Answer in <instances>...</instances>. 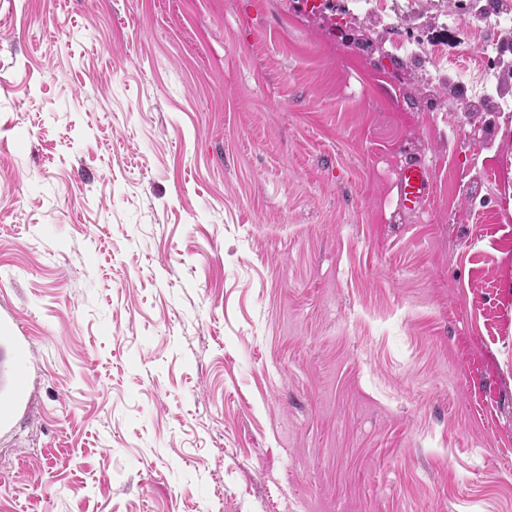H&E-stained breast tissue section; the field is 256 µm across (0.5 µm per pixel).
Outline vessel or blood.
I'll return each mask as SVG.
<instances>
[{"label":"vessel or blood","mask_w":512,"mask_h":512,"mask_svg":"<svg viewBox=\"0 0 512 512\" xmlns=\"http://www.w3.org/2000/svg\"><path fill=\"white\" fill-rule=\"evenodd\" d=\"M432 188L428 167L420 161L408 162L398 176L400 209L407 213L418 211L429 199ZM0 339L10 344L13 355L12 363L0 362V434H5L32 406L26 371L32 360L33 346L16 314L10 310L0 313Z\"/></svg>","instance_id":"1"}]
</instances>
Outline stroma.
Wrapping results in <instances>:
<instances>
[{"mask_svg": "<svg viewBox=\"0 0 512 512\" xmlns=\"http://www.w3.org/2000/svg\"><path fill=\"white\" fill-rule=\"evenodd\" d=\"M336 2L0 0V512H512V112L411 88L491 31ZM429 168L421 161H411L401 169L397 182V196L402 211H418L432 193ZM0 335V341L10 344L16 363L11 368L3 359L0 362V434H5L32 406L26 371L33 359V346L16 314L8 309L0 314Z\"/></svg>", "mask_w": 512, "mask_h": 512, "instance_id": "35a3bbf8", "label": "stroma"}]
</instances>
